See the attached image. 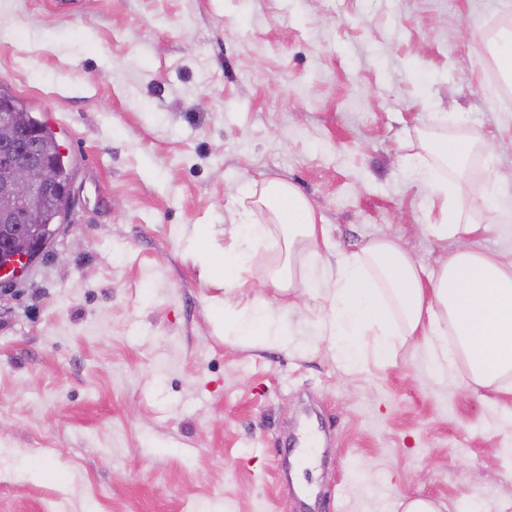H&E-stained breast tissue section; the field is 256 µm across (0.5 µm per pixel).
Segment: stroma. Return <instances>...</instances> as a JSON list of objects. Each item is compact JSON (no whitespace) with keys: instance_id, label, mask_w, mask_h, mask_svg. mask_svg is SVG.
Here are the masks:
<instances>
[{"instance_id":"stroma-1","label":"stroma","mask_w":512,"mask_h":512,"mask_svg":"<svg viewBox=\"0 0 512 512\" xmlns=\"http://www.w3.org/2000/svg\"><path fill=\"white\" fill-rule=\"evenodd\" d=\"M512 0H0V94L55 131L72 209L0 286V512H512V395L435 373L411 340L347 371L325 293L244 272L270 340L214 318L203 276L238 200L295 185L331 228L297 275L388 233L426 270L420 132L486 138L464 169L476 248L512 261V107L480 49ZM209 225L206 253L192 244Z\"/></svg>"}]
</instances>
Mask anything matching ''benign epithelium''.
Instances as JSON below:
<instances>
[{"label": "benign epithelium", "mask_w": 512, "mask_h": 512, "mask_svg": "<svg viewBox=\"0 0 512 512\" xmlns=\"http://www.w3.org/2000/svg\"><path fill=\"white\" fill-rule=\"evenodd\" d=\"M14 124L25 132L23 144L13 138L0 140V247L15 248L13 259L29 262L39 258L47 241L41 240L30 249L27 240L40 234L36 223L37 206L45 198L61 191L52 180L48 162L33 143L34 134L26 130L24 118Z\"/></svg>", "instance_id": "benign-epithelium-1"}]
</instances>
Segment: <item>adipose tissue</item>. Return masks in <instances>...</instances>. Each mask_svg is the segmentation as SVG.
<instances>
[{
    "instance_id": "1",
    "label": "adipose tissue",
    "mask_w": 512,
    "mask_h": 512,
    "mask_svg": "<svg viewBox=\"0 0 512 512\" xmlns=\"http://www.w3.org/2000/svg\"><path fill=\"white\" fill-rule=\"evenodd\" d=\"M419 141V151L409 156L410 168L433 187L440 213L428 230L440 240L458 239L459 245L429 274L389 235L369 239L356 252L338 253L330 332L350 366L369 356L390 362L407 340L418 338L435 368L463 366L466 386L512 394V261L470 247L468 238L480 227L464 219L466 180L460 175L447 183L437 165L441 159H461L479 138L452 142L427 130ZM258 205L264 217L242 208L236 228L243 247L208 263V278L228 288L242 287L240 274L252 260V245L264 242L274 224L282 231L283 254L274 274L276 287L311 292L317 281L296 278L294 259L298 250L325 239V225L304 195L283 181L263 187Z\"/></svg>"
}]
</instances>
